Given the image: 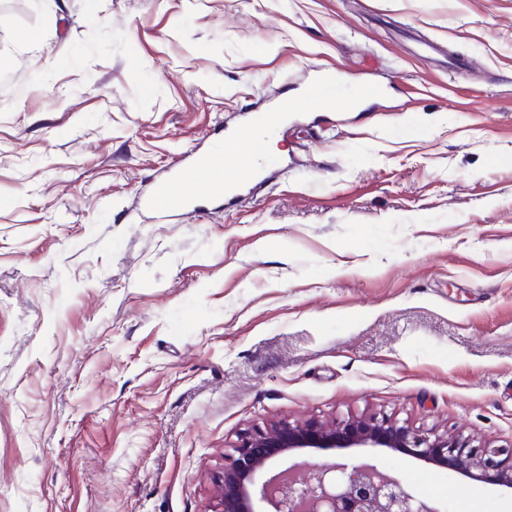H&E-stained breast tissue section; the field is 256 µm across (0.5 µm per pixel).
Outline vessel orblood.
Instances as JSON below:
<instances>
[{
  "label": "vessel or blood",
  "mask_w": 512,
  "mask_h": 512,
  "mask_svg": "<svg viewBox=\"0 0 512 512\" xmlns=\"http://www.w3.org/2000/svg\"><path fill=\"white\" fill-rule=\"evenodd\" d=\"M225 150L237 164L251 166L259 147L257 144L241 146L239 140L227 141ZM176 174L161 182L155 189L154 199L168 208H184L191 204L196 193L208 196H228L235 192L236 182L225 178L219 162L208 157L195 158L191 165H184L182 159H175Z\"/></svg>",
  "instance_id": "vessel-or-blood-1"
}]
</instances>
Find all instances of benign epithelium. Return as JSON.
I'll use <instances>...</instances> for the list:
<instances>
[{
    "mask_svg": "<svg viewBox=\"0 0 512 512\" xmlns=\"http://www.w3.org/2000/svg\"><path fill=\"white\" fill-rule=\"evenodd\" d=\"M386 448L470 479L512 488V443L473 444L460 433L415 428L382 413L323 421H271L241 439L214 481V512H439L372 464L302 468L259 481L277 460L306 449Z\"/></svg>",
    "mask_w": 512,
    "mask_h": 512,
    "instance_id": "obj_1",
    "label": "benign epithelium"
}]
</instances>
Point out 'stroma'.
I'll list each match as a JSON object with an SVG mask.
<instances>
[{
	"mask_svg": "<svg viewBox=\"0 0 512 512\" xmlns=\"http://www.w3.org/2000/svg\"><path fill=\"white\" fill-rule=\"evenodd\" d=\"M328 70L237 199L143 206ZM372 412L512 442V0H0V512H213L245 433Z\"/></svg>",
	"mask_w": 512,
	"mask_h": 512,
	"instance_id": "1",
	"label": "stroma"
}]
</instances>
